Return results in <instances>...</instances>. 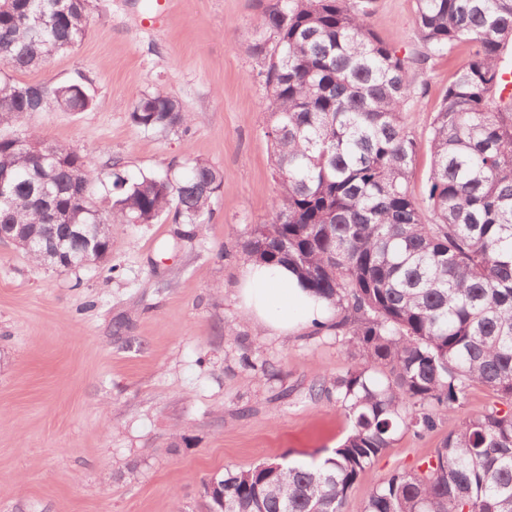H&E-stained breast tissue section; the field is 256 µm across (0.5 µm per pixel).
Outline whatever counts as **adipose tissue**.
Wrapping results in <instances>:
<instances>
[{
	"label": "adipose tissue",
	"instance_id": "ef3b65f1",
	"mask_svg": "<svg viewBox=\"0 0 512 512\" xmlns=\"http://www.w3.org/2000/svg\"><path fill=\"white\" fill-rule=\"evenodd\" d=\"M238 290L246 315L267 336H285L329 316L326 304L301 288L285 265L246 264Z\"/></svg>",
	"mask_w": 512,
	"mask_h": 512
}]
</instances>
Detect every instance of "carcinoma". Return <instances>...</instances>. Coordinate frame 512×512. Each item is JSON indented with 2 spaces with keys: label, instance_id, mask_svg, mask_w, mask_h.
I'll return each mask as SVG.
<instances>
[{
  "label": "carcinoma",
  "instance_id": "obj_1",
  "mask_svg": "<svg viewBox=\"0 0 512 512\" xmlns=\"http://www.w3.org/2000/svg\"><path fill=\"white\" fill-rule=\"evenodd\" d=\"M372 0H276L253 25L246 51L262 60L270 90L265 136L279 195L270 218L241 245L248 262L286 264L325 299L334 318L314 323L349 337L360 362L317 394L352 423L318 463L265 462L227 470L204 493L206 512H344L360 473L398 432L422 437L454 416L474 386L497 404L458 420L425 470L395 473L364 512H512V92L501 55L512 46V0H416L419 48L399 55L371 28ZM91 0H0V65H48L86 37ZM466 51L429 123L432 165L417 197L419 142L406 106L429 62ZM40 112H86L87 78L65 83L0 80V125ZM132 123L186 133L179 101L161 90L134 102ZM0 137V172L15 180L0 224H43L29 180L39 168L32 132ZM50 188L79 223L152 224L173 213L205 224L223 178L198 160L186 172L130 177L71 148ZM87 199L77 197L78 186ZM508 410L501 409V406Z\"/></svg>",
  "mask_w": 512,
  "mask_h": 512
}]
</instances>
